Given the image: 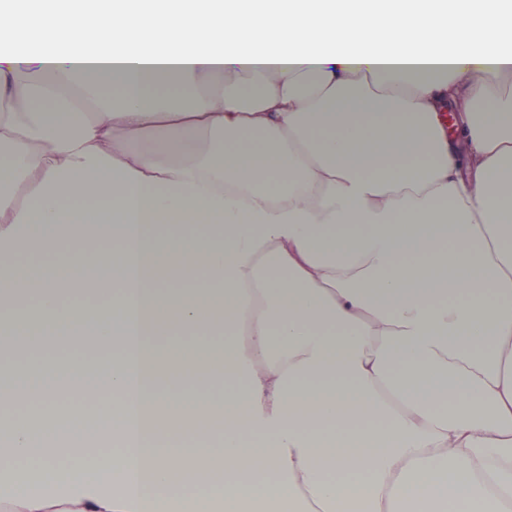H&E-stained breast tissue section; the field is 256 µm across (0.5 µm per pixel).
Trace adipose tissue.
I'll return each instance as SVG.
<instances>
[{
    "label": "adipose tissue",
    "mask_w": 512,
    "mask_h": 512,
    "mask_svg": "<svg viewBox=\"0 0 512 512\" xmlns=\"http://www.w3.org/2000/svg\"><path fill=\"white\" fill-rule=\"evenodd\" d=\"M509 73L512 0L0 10V322L119 345L111 456L0 429V512H512ZM159 369L224 399L159 398ZM68 383L98 395L81 362L0 359L1 408ZM62 302L69 306L84 309L89 313H96L104 307L112 304L111 297H94L85 294H79L74 290L64 292L62 295ZM188 424L184 421H179L171 425L169 430L163 434L156 432L148 424L147 428L144 429L146 439L153 445H162L167 439L168 435H174L181 440L184 447L191 448L195 445V433L190 432L187 428Z\"/></svg>",
    "instance_id": "obj_1"
}]
</instances>
